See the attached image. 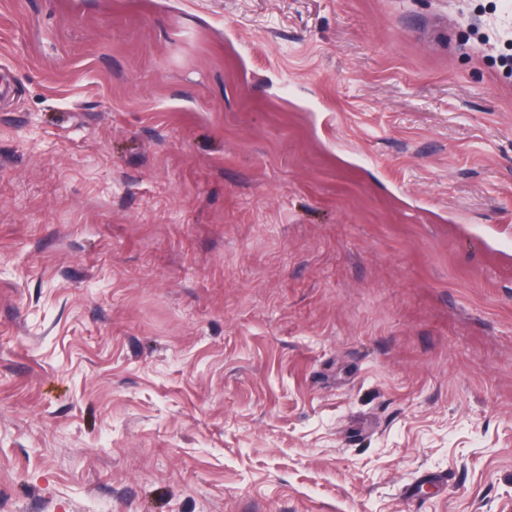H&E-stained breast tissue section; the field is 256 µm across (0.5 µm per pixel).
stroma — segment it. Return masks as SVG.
I'll return each mask as SVG.
<instances>
[{"instance_id":"1","label":"stroma","mask_w":512,"mask_h":512,"mask_svg":"<svg viewBox=\"0 0 512 512\" xmlns=\"http://www.w3.org/2000/svg\"><path fill=\"white\" fill-rule=\"evenodd\" d=\"M512 6L0 0V512H512Z\"/></svg>"}]
</instances>
